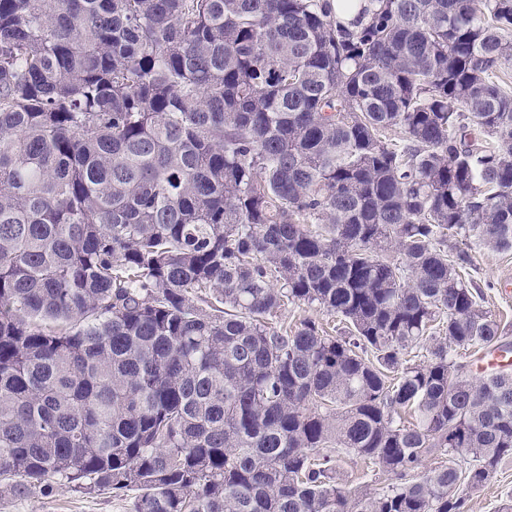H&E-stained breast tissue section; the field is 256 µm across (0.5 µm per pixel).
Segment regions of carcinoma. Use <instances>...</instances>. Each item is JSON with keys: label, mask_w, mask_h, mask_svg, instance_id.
<instances>
[{"label": "carcinoma", "mask_w": 512, "mask_h": 512, "mask_svg": "<svg viewBox=\"0 0 512 512\" xmlns=\"http://www.w3.org/2000/svg\"><path fill=\"white\" fill-rule=\"evenodd\" d=\"M509 60L512 0H0L5 489L466 512L512 457V369L457 361L506 346L461 244L512 251ZM304 317H313L319 320L320 322H323L324 324L330 323L331 327L333 324L336 323L334 318L325 315V313L319 312V310H316L315 308H309L307 306H286L285 309H282L280 312H278L277 317L273 318V323H275L276 326L280 325H287L292 326L296 322H299L300 319ZM338 457L336 477L342 485L373 490L393 482L390 475L382 471L368 469L359 458L345 453L339 454Z\"/></svg>", "instance_id": "1"}]
</instances>
